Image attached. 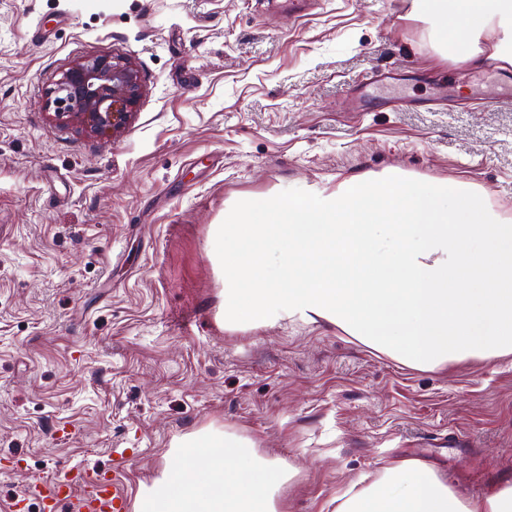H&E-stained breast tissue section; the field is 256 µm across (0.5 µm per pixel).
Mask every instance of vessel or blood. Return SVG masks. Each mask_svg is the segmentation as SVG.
<instances>
[{
  "label": "vessel or blood",
  "mask_w": 512,
  "mask_h": 512,
  "mask_svg": "<svg viewBox=\"0 0 512 512\" xmlns=\"http://www.w3.org/2000/svg\"><path fill=\"white\" fill-rule=\"evenodd\" d=\"M360 111L370 109L372 93L384 89L386 79L376 71L365 73ZM133 448H116L112 451L111 468L60 466L50 480L32 476L27 489L18 496L11 512H29L30 499H37L40 512H60L63 504H72L74 512H132L133 492L121 481L124 467L135 460Z\"/></svg>",
  "instance_id": "b4317fda"
}]
</instances>
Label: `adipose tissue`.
<instances>
[{
  "label": "adipose tissue",
  "instance_id": "1",
  "mask_svg": "<svg viewBox=\"0 0 512 512\" xmlns=\"http://www.w3.org/2000/svg\"><path fill=\"white\" fill-rule=\"evenodd\" d=\"M416 19L429 24L443 57L512 65V0H414ZM494 42L483 43L486 32ZM294 477L234 432L187 436L181 458L161 477L148 512H285L280 490ZM336 512H512V483L476 498L460 496L447 477L418 461H386L376 477L337 499Z\"/></svg>",
  "mask_w": 512,
  "mask_h": 512
}]
</instances>
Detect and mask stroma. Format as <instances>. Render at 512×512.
Segmentation results:
<instances>
[{
  "label": "stroma",
  "instance_id": "1",
  "mask_svg": "<svg viewBox=\"0 0 512 512\" xmlns=\"http://www.w3.org/2000/svg\"><path fill=\"white\" fill-rule=\"evenodd\" d=\"M0 0V512L52 465L143 456L218 423L292 467L288 512H335L382 460L429 455L464 496L512 480V355L422 371L323 320L237 330L210 257L225 207L367 174L464 182L512 217V107L495 63L441 57L413 0ZM143 81L116 138L49 121L45 92L83 56ZM396 70L394 111L342 102ZM487 93L469 106L466 95ZM67 436H55L59 427Z\"/></svg>",
  "mask_w": 512,
  "mask_h": 512
}]
</instances>
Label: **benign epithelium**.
Wrapping results in <instances>:
<instances>
[{"label":"benign epithelium","instance_id":"7a95c632","mask_svg":"<svg viewBox=\"0 0 512 512\" xmlns=\"http://www.w3.org/2000/svg\"><path fill=\"white\" fill-rule=\"evenodd\" d=\"M140 72L131 59L113 55L78 58L61 71L45 94L52 121L87 135L120 134L136 113Z\"/></svg>","mask_w":512,"mask_h":512}]
</instances>
